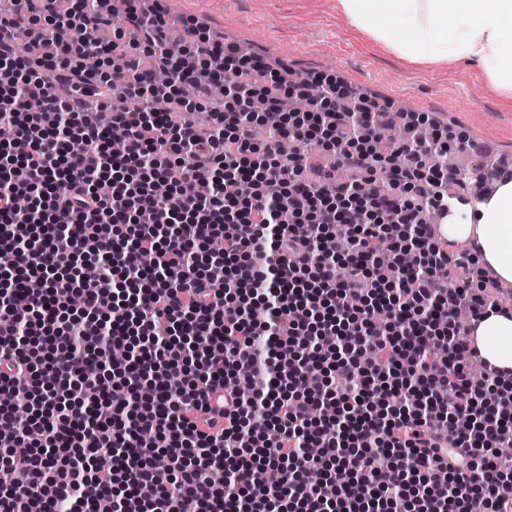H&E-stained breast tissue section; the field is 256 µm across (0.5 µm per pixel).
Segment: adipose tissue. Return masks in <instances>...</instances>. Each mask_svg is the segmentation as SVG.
Masks as SVG:
<instances>
[{"instance_id": "adipose-tissue-1", "label": "adipose tissue", "mask_w": 512, "mask_h": 512, "mask_svg": "<svg viewBox=\"0 0 512 512\" xmlns=\"http://www.w3.org/2000/svg\"><path fill=\"white\" fill-rule=\"evenodd\" d=\"M350 30L416 64L465 61L512 101V0H338ZM448 239L474 243L477 258L512 283V180L498 183L473 216L449 220ZM473 337L486 363L512 381V314L492 313Z\"/></svg>"}]
</instances>
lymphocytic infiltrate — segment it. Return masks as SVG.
<instances>
[{"label": "lymphocytic infiltrate", "instance_id": "obj_1", "mask_svg": "<svg viewBox=\"0 0 512 512\" xmlns=\"http://www.w3.org/2000/svg\"><path fill=\"white\" fill-rule=\"evenodd\" d=\"M28 2L0 15V124L15 132L0 144V249L14 255L0 271V392L27 408L0 405V512H470L477 498L512 512V456L498 453L512 388L490 390L471 338L512 301L490 296L485 270L465 274L424 219L447 211L455 180L427 156L469 142L419 139L424 118L318 73L285 80L196 29L172 55L141 0L117 22L89 0ZM220 83L233 109L201 130L191 116ZM116 84L141 110L113 103ZM162 95L181 121L146 109ZM297 97L303 111L285 110ZM396 126L404 140L383 144ZM112 127L126 134L116 155ZM316 140L335 169L282 152ZM375 160L391 170L380 186ZM194 178L207 194L184 193ZM215 237L220 274L200 254ZM117 345L133 353L107 369Z\"/></svg>", "mask_w": 512, "mask_h": 512}]
</instances>
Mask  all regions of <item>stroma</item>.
<instances>
[{
    "mask_svg": "<svg viewBox=\"0 0 512 512\" xmlns=\"http://www.w3.org/2000/svg\"><path fill=\"white\" fill-rule=\"evenodd\" d=\"M169 17L214 36L236 39L272 66L336 77L351 90L428 116L484 145L453 153L466 199L478 198L482 168L512 163V103L471 63H407L364 38H351L336 0H162Z\"/></svg>",
    "mask_w": 512,
    "mask_h": 512,
    "instance_id": "1",
    "label": "stroma"
}]
</instances>
